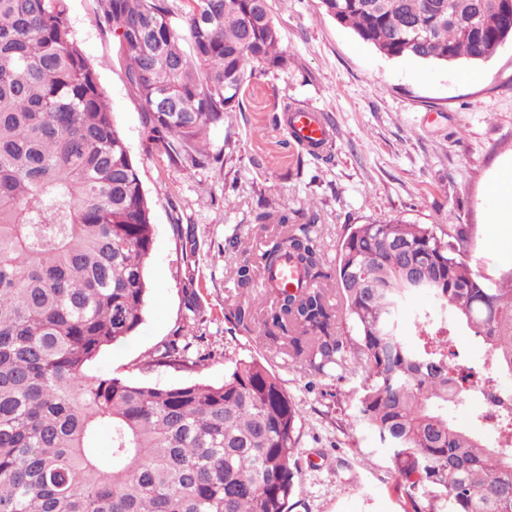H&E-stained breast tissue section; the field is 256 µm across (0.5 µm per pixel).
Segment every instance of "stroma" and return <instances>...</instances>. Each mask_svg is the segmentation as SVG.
I'll return each instance as SVG.
<instances>
[{
  "instance_id": "1",
  "label": "stroma",
  "mask_w": 512,
  "mask_h": 512,
  "mask_svg": "<svg viewBox=\"0 0 512 512\" xmlns=\"http://www.w3.org/2000/svg\"><path fill=\"white\" fill-rule=\"evenodd\" d=\"M272 7L291 64L252 79L242 111L225 113L210 134V160L197 165L149 141L104 0H67L73 38L98 67L154 224L144 322L88 372L147 386L220 384L237 360L258 359L300 410L291 512H405L387 452L357 419L355 380L303 368L267 335L265 308L254 309L247 332L229 315L263 293L261 255L283 227L255 218L282 205L295 223H310L327 268L348 225L375 220L472 225L470 264L489 275L512 267V252L487 244L492 234L512 239V221L499 220L512 212V194L490 188L512 164V41L486 62L442 66L386 57L319 0ZM285 103L321 112L331 145L300 149L283 127ZM244 264L253 268L245 288L236 275ZM181 330L203 337L213 358L194 369L154 365L155 350Z\"/></svg>"
}]
</instances>
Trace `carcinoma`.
<instances>
[{
  "label": "carcinoma",
  "mask_w": 512,
  "mask_h": 512,
  "mask_svg": "<svg viewBox=\"0 0 512 512\" xmlns=\"http://www.w3.org/2000/svg\"><path fill=\"white\" fill-rule=\"evenodd\" d=\"M320 0L322 11L394 58L439 64L490 59L512 41V17L472 0ZM142 102L150 139L177 157H209V133L261 73L290 62L270 0H105ZM259 224H290L288 208ZM151 210L116 130L97 67L73 39L66 0H0V512H288L300 481V410L259 360L218 385L145 386L93 376L88 365L142 324L153 250ZM472 227L354 224L323 270L308 226L272 242L301 274L265 320L303 366L360 380L359 420L389 454L406 512H512V268L493 276L465 261ZM334 279L342 319L316 287ZM417 295L433 304L411 312ZM414 326L406 337L405 322ZM466 330L481 369L456 349ZM176 336L156 364L187 365ZM494 393L490 446L456 425V396ZM110 447L101 450V429Z\"/></svg>",
  "instance_id": "carcinoma-1"
}]
</instances>
